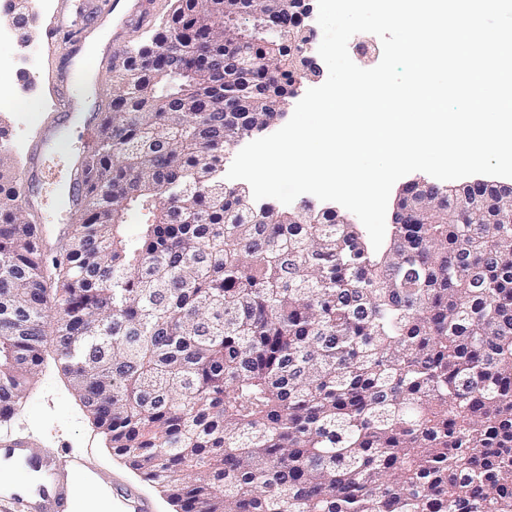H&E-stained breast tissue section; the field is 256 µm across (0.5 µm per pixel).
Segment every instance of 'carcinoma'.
<instances>
[{
	"instance_id": "obj_1",
	"label": "carcinoma",
	"mask_w": 512,
	"mask_h": 512,
	"mask_svg": "<svg viewBox=\"0 0 512 512\" xmlns=\"http://www.w3.org/2000/svg\"><path fill=\"white\" fill-rule=\"evenodd\" d=\"M295 2L275 37L257 0H176L163 61L127 52L52 269L0 184V417L50 343L175 512H512V205L441 189L376 251L224 183L307 68Z\"/></svg>"
}]
</instances>
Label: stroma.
<instances>
[{"label":"stroma","mask_w":512,"mask_h":512,"mask_svg":"<svg viewBox=\"0 0 512 512\" xmlns=\"http://www.w3.org/2000/svg\"><path fill=\"white\" fill-rule=\"evenodd\" d=\"M59 0H43L36 13L38 25L32 45L38 52V65L31 73L30 87L12 80L9 105L0 107V153L8 156L7 174L12 181L24 176L33 140L42 126L54 119L52 112L53 80L63 56L60 45L48 44L46 29L53 21ZM174 0H157L156 13L149 24L126 39L112 36L111 26L96 31L87 41L96 50L111 49L107 62L81 64L70 78L76 94H89L95 112L108 111L112 102L113 81L119 72L123 49L150 44L169 19ZM78 140L77 133L63 131L57 153L48 164L55 172L42 194L47 201L46 215L50 223L64 222L68 214L64 201L69 190L68 156ZM31 436L47 448L65 447L90 456L100 467L111 470L115 481L137 488L151 500L153 512H173L167 500L154 488L140 481L105 444V439L90 421L85 409L66 388V379L55 362L53 349H46L39 374L28 385L22 407L9 422L0 424V435Z\"/></svg>","instance_id":"stroma-1"}]
</instances>
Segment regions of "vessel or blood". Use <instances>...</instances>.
<instances>
[{
	"label": "vessel or blood",
	"instance_id": "vessel-or-blood-1",
	"mask_svg": "<svg viewBox=\"0 0 512 512\" xmlns=\"http://www.w3.org/2000/svg\"><path fill=\"white\" fill-rule=\"evenodd\" d=\"M155 0H84L83 8L93 24L107 23L120 38L129 37L152 15ZM79 99L66 86L57 89L54 108L60 118L72 120L80 109ZM96 127L94 121L83 124L79 145L72 153L75 186L83 188L89 161V146ZM56 138L44 134L29 156L28 174L22 192L34 209L44 205L42 188L53 172L46 166V155ZM0 467L25 469L38 474L37 484L27 480H0V512H77L79 491L76 477L86 478L98 491L112 498V512H152L151 502L137 490L113 480L110 472L97 468L89 459L64 448H45L30 437H0Z\"/></svg>",
	"mask_w": 512,
	"mask_h": 512
}]
</instances>
